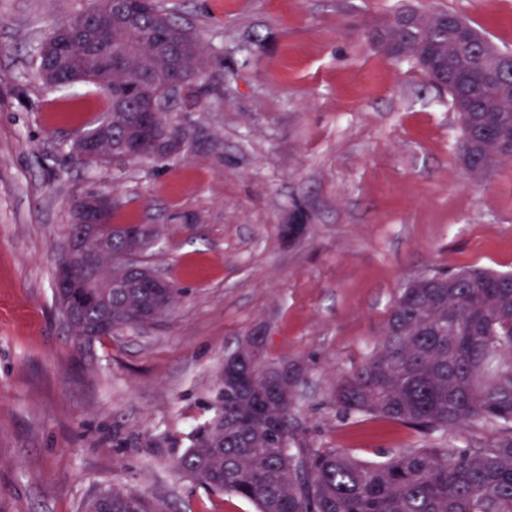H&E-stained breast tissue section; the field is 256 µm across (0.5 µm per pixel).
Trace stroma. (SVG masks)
<instances>
[{"label":"stroma","mask_w":512,"mask_h":512,"mask_svg":"<svg viewBox=\"0 0 512 512\" xmlns=\"http://www.w3.org/2000/svg\"><path fill=\"white\" fill-rule=\"evenodd\" d=\"M96 0H0V512H82L126 489L164 512H255L178 473L213 421L224 359L262 332L300 363L301 447L379 463L432 437L342 418L336 379L372 353L403 288L437 271L512 272V161L472 178L447 91L368 35L411 9L461 17L512 53V0H160L199 43L191 141L89 164L73 146L107 99L38 67ZM111 196L155 224L152 269L180 291L157 323L81 342L55 306L73 205Z\"/></svg>","instance_id":"1"}]
</instances>
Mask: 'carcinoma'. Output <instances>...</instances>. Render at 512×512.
Returning a JSON list of instances; mask_svg holds the SVG:
<instances>
[{
    "label": "carcinoma",
    "instance_id": "cac0c4a2",
    "mask_svg": "<svg viewBox=\"0 0 512 512\" xmlns=\"http://www.w3.org/2000/svg\"><path fill=\"white\" fill-rule=\"evenodd\" d=\"M115 12L107 37L72 18L47 37L40 72L53 84H100L112 124L100 127L103 160L144 145L132 115L137 102L181 80L180 108L198 106L206 70L197 41L151 2L130 28ZM451 14L420 17L409 30L390 21L375 30L398 45L392 58L418 66L445 88L462 126L461 156L481 176L512 147V55ZM112 251L132 249L121 225L107 230ZM149 289L110 290V309L137 310ZM304 369L273 361L261 345L241 344L224 359V390L212 426L175 469L256 512H512V273L482 268L414 280L392 307L378 345L336 381L344 418L376 415L436 437L379 465L335 450L300 448L292 412ZM490 428L485 443L461 447L455 431ZM91 499L85 512H163L126 490Z\"/></svg>",
    "mask_w": 512,
    "mask_h": 512
}]
</instances>
